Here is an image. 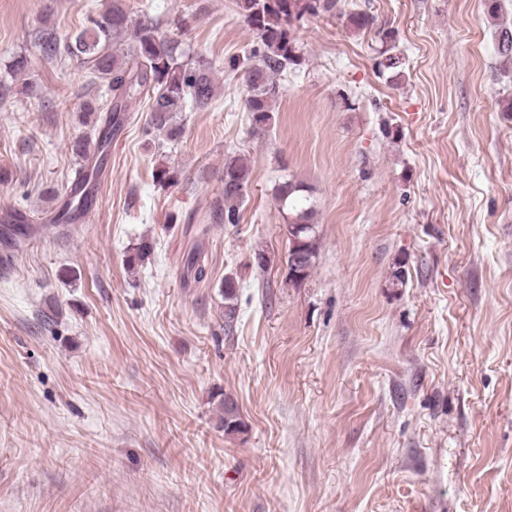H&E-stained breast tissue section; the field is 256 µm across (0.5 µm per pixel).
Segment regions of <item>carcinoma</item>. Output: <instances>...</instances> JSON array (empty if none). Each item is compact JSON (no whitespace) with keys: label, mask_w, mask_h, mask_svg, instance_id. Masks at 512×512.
Here are the masks:
<instances>
[{"label":"carcinoma","mask_w":512,"mask_h":512,"mask_svg":"<svg viewBox=\"0 0 512 512\" xmlns=\"http://www.w3.org/2000/svg\"><path fill=\"white\" fill-rule=\"evenodd\" d=\"M338 0H236L238 14L256 36V45L242 58L229 61V68L244 72L247 87L246 110L251 114L256 129L265 127L272 119L273 104L278 98L277 78L300 65L301 46L293 25L306 16L335 14ZM37 47L43 58L59 63H76L86 73L107 83V92L101 97H88L81 111L96 114L94 137L78 139L71 145L76 156L85 159L107 157L112 140L122 131L128 119L129 106L141 98L148 100L149 116L143 129L145 137L157 142L158 147L176 141L181 128L175 117L188 108L203 109L211 105L215 87L211 79L212 63L206 58L187 56L181 43L160 32L159 24L150 17L137 21L126 5V0H112L102 12L88 10L82 28L60 38L56 30L42 25L36 30ZM497 51L512 59V30L497 31ZM381 72L395 77L403 75L404 59L385 49L377 63ZM81 177L69 187L62 188L65 202L54 215L55 224H73L91 202L90 194L82 187L95 179L91 169L79 170ZM224 206L218 219L226 224L239 222V209L247 195L249 169L241 158L224 163ZM303 187L290 180L276 191V201L288 209L287 234L298 238V247L288 251L287 277L291 282H302L313 268L318 251L315 211L302 195ZM33 232L30 224H7L0 228V239L16 246ZM151 245L141 242L128 250L126 264L133 268L147 258ZM194 280L207 277L202 255L197 250L185 259ZM237 285L232 277L224 278V323H233L237 311ZM224 433L235 435L245 431L237 404L224 396V415L221 419Z\"/></svg>","instance_id":"cac0c4a2"}]
</instances>
